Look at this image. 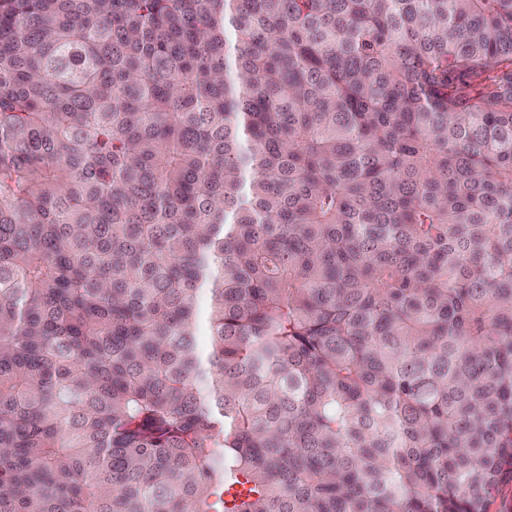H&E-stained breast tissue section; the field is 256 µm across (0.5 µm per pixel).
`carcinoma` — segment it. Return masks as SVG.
<instances>
[{"instance_id": "carcinoma-1", "label": "carcinoma", "mask_w": 512, "mask_h": 512, "mask_svg": "<svg viewBox=\"0 0 512 512\" xmlns=\"http://www.w3.org/2000/svg\"><path fill=\"white\" fill-rule=\"evenodd\" d=\"M507 478L512 0H0V512Z\"/></svg>"}]
</instances>
